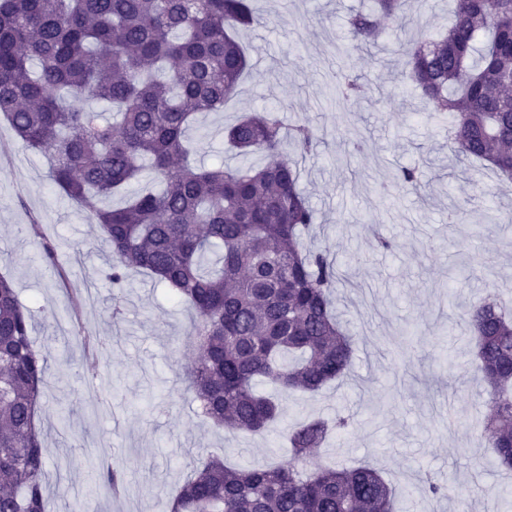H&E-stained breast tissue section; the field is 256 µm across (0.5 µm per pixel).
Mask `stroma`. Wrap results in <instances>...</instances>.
Segmentation results:
<instances>
[{
	"label": "stroma",
	"mask_w": 512,
	"mask_h": 512,
	"mask_svg": "<svg viewBox=\"0 0 512 512\" xmlns=\"http://www.w3.org/2000/svg\"><path fill=\"white\" fill-rule=\"evenodd\" d=\"M367 2L258 0L259 12L275 21L242 34L250 68L240 92L204 120L213 136L197 160L207 166L234 163L216 131L244 113L276 106L286 123L304 118L319 129L317 154L301 164V185L323 223L310 243L337 252L353 282L336 290L359 337L351 371L317 394L282 396L284 418L262 436L197 415L185 391L193 312L147 273L132 274L123 313L113 319L97 229L53 188L43 156L0 121V272L35 308L32 336L48 359L41 427L45 492L57 512H168L194 464L215 454L232 465L285 460L286 427L339 413L358 423L317 449V458L370 463L395 488L402 512H454L460 499L467 512H512L495 452L480 435V382L461 320L487 292L512 298V193L497 189L492 172L456 163L447 120L433 116L403 77L402 43L447 27L449 0H409L421 27L390 23L377 44L354 49L345 20ZM343 71L360 77L355 101L336 91ZM348 130L366 141L350 156L341 138ZM410 166L422 173L423 195L397 183ZM378 234L393 249L377 247ZM45 238L62 253L66 280L48 269ZM462 265L469 279L452 278L451 267ZM80 325L108 348L86 358ZM102 464L125 468L126 495H87ZM424 471L452 480L451 497L418 495Z\"/></svg>",
	"instance_id": "obj_1"
}]
</instances>
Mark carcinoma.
Wrapping results in <instances>:
<instances>
[{
    "mask_svg": "<svg viewBox=\"0 0 512 512\" xmlns=\"http://www.w3.org/2000/svg\"><path fill=\"white\" fill-rule=\"evenodd\" d=\"M407 0H372L351 15L353 46L379 39L382 21L411 22ZM270 18L253 0H0V115L19 141L43 153L51 183L84 210L107 249L105 277L123 288L146 270L189 305L198 351L186 391L199 415L262 435L280 418L266 380L315 394L343 379L356 335L340 321L337 255L303 247L318 216L300 188V164L321 142L305 120L243 115L224 126L235 166L197 163L188 131L222 112L249 67L238 35ZM407 77L438 114L460 162L485 161L512 182V0H455L448 31L403 48ZM342 98L361 91L347 72ZM102 100L113 112L75 109ZM401 186L423 189L404 167ZM122 194L118 205L104 202ZM484 384L481 435L512 471V316L487 295L466 311ZM33 311L0 276V512H56L44 494L46 449L36 423L47 358L34 347ZM355 416H312L285 433L287 459L233 468L210 457L193 468L169 512H397L395 491L371 466L315 463V451ZM100 486L125 491L126 473L99 470ZM430 499L449 483L426 474Z\"/></svg>",
    "mask_w": 512,
    "mask_h": 512,
    "instance_id": "obj_1",
    "label": "carcinoma"
}]
</instances>
